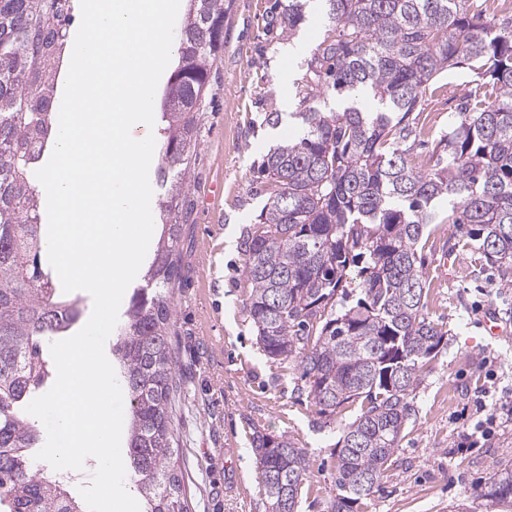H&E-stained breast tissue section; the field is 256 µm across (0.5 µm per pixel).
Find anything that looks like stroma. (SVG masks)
Instances as JSON below:
<instances>
[{"label":"stroma","mask_w":512,"mask_h":512,"mask_svg":"<svg viewBox=\"0 0 512 512\" xmlns=\"http://www.w3.org/2000/svg\"><path fill=\"white\" fill-rule=\"evenodd\" d=\"M272 0H224V52L213 67L205 119L192 173L191 209L184 211L185 282L173 296L172 343L178 361L176 425L179 458L192 512H267L264 486L250 441L254 433L287 436L305 449L309 478L298 512H330L332 467L340 425L320 426L314 406L297 390L295 363L269 361L259 350L241 288L242 232L266 198L254 170L262 155L297 124L272 127L261 111L281 112L283 99L301 111L297 84L325 30L317 0L293 39L267 40L262 15ZM461 69L417 118L411 155L425 153L447 132L453 89L469 82ZM223 184L224 193L211 188ZM423 250L430 284L427 311L448 332V345L431 361L415 392L397 459L381 477L363 512H498L474 502L476 489L497 465L512 464V420L487 440H471L467 425L484 397H512V336L494 338L480 326L496 310L512 326V283L464 247L451 224H433ZM456 264L444 267V256Z\"/></svg>","instance_id":"35a3bbf8"}]
</instances>
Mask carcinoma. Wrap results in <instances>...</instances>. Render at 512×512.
<instances>
[{"label":"carcinoma","mask_w":512,"mask_h":512,"mask_svg":"<svg viewBox=\"0 0 512 512\" xmlns=\"http://www.w3.org/2000/svg\"><path fill=\"white\" fill-rule=\"evenodd\" d=\"M309 0H274L268 35H293ZM326 31L307 61L299 129L262 157L267 199L244 232L246 311L267 359L297 362L320 417L354 403L342 428L330 512H361L412 415L448 331L430 319L424 258L431 224H455L491 264L512 271V7L497 0H323ZM75 0H0V512H88L68 479L39 465L25 412L53 379L44 348L79 321L42 267L35 171L55 142L58 78L72 53ZM178 61L161 99L162 224L145 285L130 297L112 356L129 400L124 466L142 512H191L173 403L172 298L184 278L182 224L191 162L224 52V0H189ZM471 88L429 164L407 157L414 113L443 72ZM344 97L324 112L313 102ZM448 201V216L438 203ZM358 268L360 296L346 288ZM268 512H296L309 462L281 435L252 440ZM478 498L512 512V469Z\"/></svg>","instance_id":"carcinoma-1"}]
</instances>
